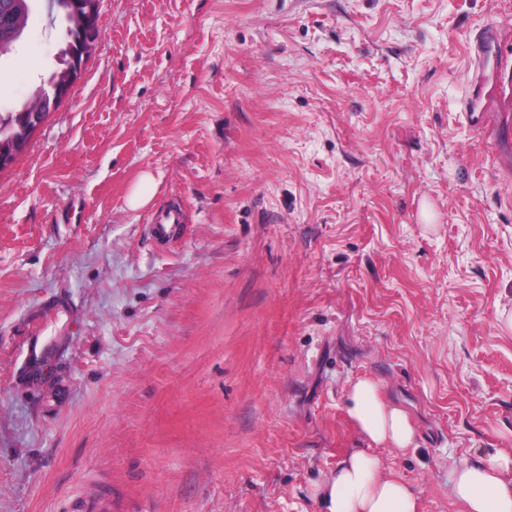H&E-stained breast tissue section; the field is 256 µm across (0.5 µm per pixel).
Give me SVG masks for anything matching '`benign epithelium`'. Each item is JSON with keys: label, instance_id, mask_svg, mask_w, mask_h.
<instances>
[{"label": "benign epithelium", "instance_id": "7a95c632", "mask_svg": "<svg viewBox=\"0 0 512 512\" xmlns=\"http://www.w3.org/2000/svg\"><path fill=\"white\" fill-rule=\"evenodd\" d=\"M100 0H65L60 4L70 17L74 27L80 31L78 52L73 54L69 64L52 80L38 88L24 104L22 111L37 117L34 126H39L47 115L67 101L72 87L80 77L85 60L98 37V15ZM27 146L20 139L0 144V167L12 164Z\"/></svg>", "mask_w": 512, "mask_h": 512}]
</instances>
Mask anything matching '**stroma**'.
Instances as JSON below:
<instances>
[{"label": "stroma", "instance_id": "35a3bbf8", "mask_svg": "<svg viewBox=\"0 0 512 512\" xmlns=\"http://www.w3.org/2000/svg\"><path fill=\"white\" fill-rule=\"evenodd\" d=\"M488 24L512 46V0H100L70 98L0 170V512H320L362 375L419 432L383 468L460 512L453 462L512 455V140L460 112ZM64 41L36 0L0 113ZM38 325L59 357L28 392ZM153 185L154 179L150 175L142 176L127 197L128 207L131 209H138L148 204L153 196L151 191V187ZM179 220L180 217L177 213L160 214L156 219V224L152 225V233L157 242L161 244L170 242L180 228L181 224H177ZM114 510L111 494L95 493L76 501L70 512H117Z\"/></svg>", "mask_w": 512, "mask_h": 512}]
</instances>
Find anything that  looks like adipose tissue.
Listing matches in <instances>:
<instances>
[{"mask_svg": "<svg viewBox=\"0 0 512 512\" xmlns=\"http://www.w3.org/2000/svg\"><path fill=\"white\" fill-rule=\"evenodd\" d=\"M345 406L360 445L349 451L315 494L322 512H419L415 491L401 477L385 473L374 451L417 447L407 411L390 402L381 384L365 376L351 381ZM451 496L464 512H512V456L486 463L464 457L454 466Z\"/></svg>", "mask_w": 512, "mask_h": 512, "instance_id": "obj_1", "label": "adipose tissue"}]
</instances>
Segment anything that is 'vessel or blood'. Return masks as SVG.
Returning <instances> with one entry per match:
<instances>
[{"instance_id":"b4317fda","label":"vessel or blood","mask_w":512,"mask_h":512,"mask_svg":"<svg viewBox=\"0 0 512 512\" xmlns=\"http://www.w3.org/2000/svg\"><path fill=\"white\" fill-rule=\"evenodd\" d=\"M512 68V55L502 46L499 33L492 28L480 30L471 47V79L464 115L476 128L482 127L491 105L502 110L512 109V80L505 74ZM180 217L173 212L160 214L152 226L157 242H170L179 229ZM26 363L30 375L38 373L51 360V351L39 332H32L25 342ZM72 512H114L113 499L108 493H95L76 501Z\"/></svg>"}]
</instances>
